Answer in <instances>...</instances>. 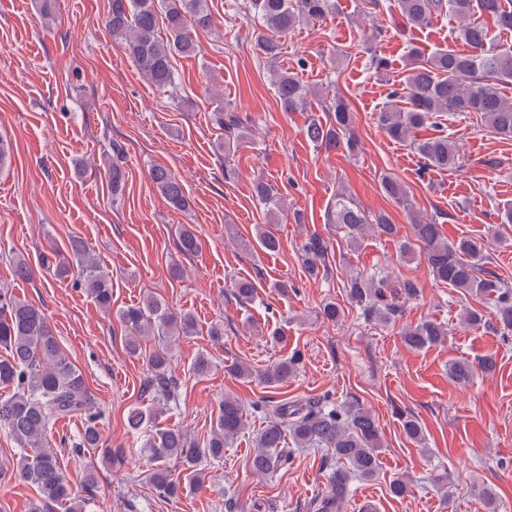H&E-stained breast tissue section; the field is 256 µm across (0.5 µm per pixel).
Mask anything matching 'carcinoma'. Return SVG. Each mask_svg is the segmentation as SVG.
I'll return each mask as SVG.
<instances>
[{
	"label": "carcinoma",
	"instance_id": "obj_1",
	"mask_svg": "<svg viewBox=\"0 0 512 512\" xmlns=\"http://www.w3.org/2000/svg\"><path fill=\"white\" fill-rule=\"evenodd\" d=\"M258 19L253 28V47L268 60L279 56L282 39L303 23H317L335 8V0H249ZM403 23L425 27L443 15L453 17L458 27L451 37L465 49H443L430 55L414 50L406 64L402 90L394 89L389 97L393 103L377 113L376 123L385 134L397 141H409L431 165L442 169L459 166L460 149L443 129L441 117L476 112L492 133L512 137V100L501 93V86L512 84V48L493 43L486 28L473 21L477 14L492 17L501 31H512V0H398ZM164 13L167 33L160 35L158 13ZM201 30H210L215 20L207 0H109L105 25L115 44L126 51L149 83L160 89L175 82L172 58L191 56L199 52L198 43L190 36L187 22ZM272 84L285 112L307 110L310 90L294 71H274ZM405 98V106L394 100ZM328 125L311 122L306 136L317 147L328 152L342 146H354L351 133V113L344 98L330 102ZM212 121L235 137L239 132V117L226 113L223 105L213 110ZM428 127L433 134L419 139L416 132ZM150 180L173 207L187 208L190 201L181 182L166 167L156 166ZM112 194L122 192L123 150L112 145L108 166ZM385 193L399 202L408 201L404 186L391 177H383ZM253 191L267 207L269 215L280 211L279 197L274 187L260 180ZM330 222L347 229L350 242H357L367 231L379 236H393L396 225L384 216L371 218L345 194L336 195L331 207ZM414 241L401 246L403 254L418 253L434 278L458 292L480 296L494 305L498 326L512 331V288L495 273L482 270V247L477 241L462 237L450 242L441 231L437 219L413 217ZM179 250L194 254L200 241L190 227H182L178 236ZM72 265L59 267V276L73 278V285L90 296L104 312L112 311V288L108 275L88 244L80 239L69 241ZM303 265L310 277L327 273L329 243L312 234L299 247ZM233 295L241 303L254 299L255 286L247 279L233 283ZM348 303L360 311L371 324L387 326L396 322L403 305L419 296L420 287L412 279H391L385 275L351 274L343 285ZM118 319L128 334L127 351L132 357L144 358L148 377L146 387L153 394V404L134 407L128 414V426L138 430L155 424L167 411L169 402L176 401L179 382L171 373L168 347L164 341L173 335L190 336L195 332L194 317L185 312L175 313L152 295L141 304L118 310ZM161 338L158 347L143 354L139 337ZM448 329L440 323L424 321L402 331V341L411 350L420 351L443 343ZM0 347L6 357L0 359V386L8 394L0 396V427L8 431L16 444L12 472L15 478L34 486L39 500L31 512H44L50 503L69 504L68 512H84V501L72 496V490L58 455L44 448L47 433L62 420L76 418L82 422L78 442L69 449L72 459L82 460L90 449H103V458L122 461L127 449L105 446L102 433L104 413L92 401L85 379L62 351L55 332L44 311L12 294L0 292ZM297 353L272 364L264 371L251 369L241 361L228 366V371L240 379H255L265 387H275L297 372ZM451 376L459 383H468L474 376L472 366L456 362ZM253 410L264 415L266 426L255 438L251 458L254 474L267 476L288 464L294 448H317L330 454L336 468L329 476L327 494L315 499L310 507L316 512H341L354 480L373 481L379 475L381 438L372 413L357 400L338 404L324 397L283 402L273 398L253 404ZM249 413L244 404L226 396L218 405L211 437L203 448L180 428L156 429L144 444L148 456L162 464L152 478L154 489L163 498H177L183 492L180 474L173 473L169 463L185 467L189 486L200 483L197 466L211 459L224 458V449L248 426ZM406 436L422 441V429L412 415H401Z\"/></svg>",
	"mask_w": 512,
	"mask_h": 512
}]
</instances>
